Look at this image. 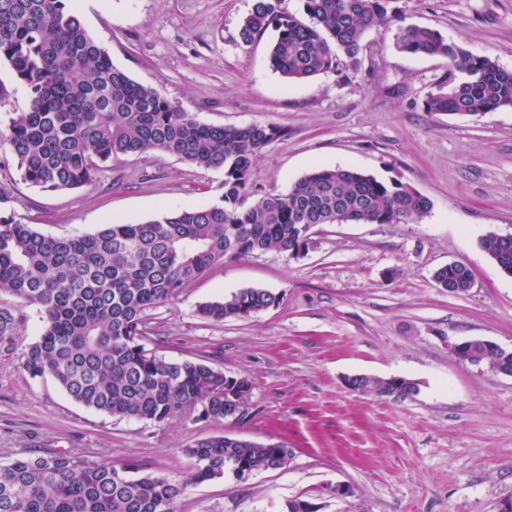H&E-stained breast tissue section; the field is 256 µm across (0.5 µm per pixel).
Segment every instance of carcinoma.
Segmentation results:
<instances>
[{"label": "carcinoma", "mask_w": 512, "mask_h": 512, "mask_svg": "<svg viewBox=\"0 0 512 512\" xmlns=\"http://www.w3.org/2000/svg\"><path fill=\"white\" fill-rule=\"evenodd\" d=\"M69 0H0V61L29 90L27 110L0 129L22 180L43 191L95 184L107 164L161 151L224 172L220 200L172 209L138 224H104L92 234L51 236L18 222L0 190V291L36 307L43 330L22 354L32 379L52 377L78 404L118 420L158 426L197 412L204 420L248 417V379H229L203 362L169 360L151 348V311L228 262L268 252L286 257L312 224H409L432 203L412 186L336 167L315 168L284 193L253 198V162L281 136L271 126H213L181 111L156 89L112 64ZM283 0H253L239 27L248 47L274 28L271 67L289 81L339 67L356 70L365 35L395 26L396 47L448 59V80L427 96L428 112L473 115L512 108V71L450 43L437 30L407 24L397 0H302L308 21ZM481 247L512 272V238L491 232ZM443 290L466 288L463 264L433 274ZM279 304L263 288L203 303L213 323L248 318ZM21 317L0 308V347L11 350ZM185 453L192 480L282 468L281 442L202 435ZM183 486L138 462L108 456L91 463L51 448L0 463V512H175Z\"/></svg>", "instance_id": "cac0c4a2"}]
</instances>
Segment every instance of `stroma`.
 I'll use <instances>...</instances> for the list:
<instances>
[{"instance_id":"obj_1","label":"stroma","mask_w":512,"mask_h":512,"mask_svg":"<svg viewBox=\"0 0 512 512\" xmlns=\"http://www.w3.org/2000/svg\"><path fill=\"white\" fill-rule=\"evenodd\" d=\"M253 0H71L113 64L199 122L258 124L281 137L257 156L256 195L284 192L312 167H349L410 184L432 202L412 224H317L313 246L214 269L152 312L158 352L200 358L252 384L244 424L191 418L161 427L116 421L76 404L49 377L31 379L25 347L43 327L35 308L12 352L0 351V462L45 446L81 460H137L185 488L178 512H279L301 498L320 512H500L512 499V377L458 361L478 338L512 351V276L480 241L512 234V109L448 115L424 109L448 61L399 52L389 31L364 38L358 72L289 82L274 71V31L239 47ZM407 22L512 69V0H398ZM224 173L161 152L113 163L91 186L45 192L25 184L0 151V188L17 220L48 235L137 224L168 208L216 202ZM460 262L474 285L438 288L433 272ZM277 306L213 323L199 304L243 288ZM355 374L417 382L409 398L351 391ZM231 434L288 446L286 467L242 480L194 483L186 446ZM349 485L343 499L320 496Z\"/></svg>"}]
</instances>
